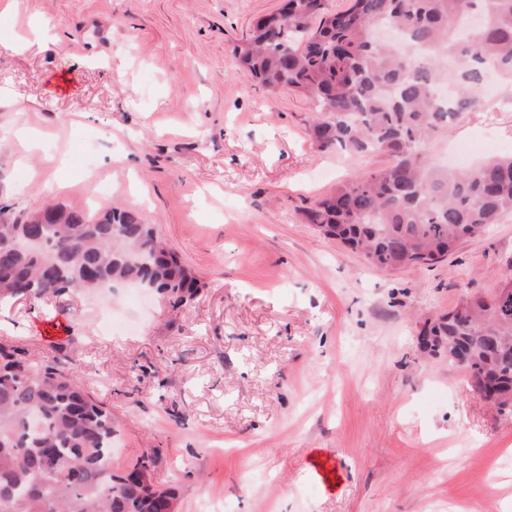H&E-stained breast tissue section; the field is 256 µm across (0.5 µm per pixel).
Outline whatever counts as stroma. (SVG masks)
I'll list each match as a JSON object with an SVG mask.
<instances>
[{
    "label": "stroma",
    "mask_w": 512,
    "mask_h": 512,
    "mask_svg": "<svg viewBox=\"0 0 512 512\" xmlns=\"http://www.w3.org/2000/svg\"><path fill=\"white\" fill-rule=\"evenodd\" d=\"M281 4L16 0L0 19V203L135 209L200 281L175 309L121 284L4 303L0 343L75 367L112 409L113 471L159 449L177 512H512V410L421 336L512 272V214L394 271L304 223L388 158L320 151L312 102L240 70L235 47ZM489 138L512 147V96L431 152Z\"/></svg>",
    "instance_id": "stroma-1"
}]
</instances>
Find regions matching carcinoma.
Masks as SVG:
<instances>
[{
  "instance_id": "carcinoma-1",
  "label": "carcinoma",
  "mask_w": 512,
  "mask_h": 512,
  "mask_svg": "<svg viewBox=\"0 0 512 512\" xmlns=\"http://www.w3.org/2000/svg\"><path fill=\"white\" fill-rule=\"evenodd\" d=\"M236 48L240 69L270 92L310 98L309 134L322 150L383 153L388 166L353 177L302 210L305 222L382 270L429 267L512 213V154L465 170L436 166L433 136L481 105L488 71L512 85V0H286ZM448 80L457 92L444 99ZM154 289L172 307L199 280L136 211L96 218L60 205L0 207V302L96 292L115 283ZM462 313L425 324L427 348L465 357L472 386L512 407V296L463 293ZM112 410L77 371L32 366L0 345V512H168L175 495L144 482L153 449L112 473Z\"/></svg>"
}]
</instances>
